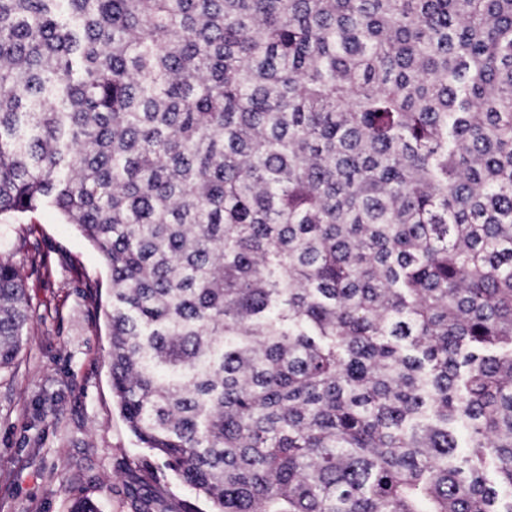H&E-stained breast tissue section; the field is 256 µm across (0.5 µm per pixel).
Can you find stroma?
I'll return each mask as SVG.
<instances>
[{
  "label": "stroma",
  "instance_id": "35a3bbf8",
  "mask_svg": "<svg viewBox=\"0 0 512 512\" xmlns=\"http://www.w3.org/2000/svg\"><path fill=\"white\" fill-rule=\"evenodd\" d=\"M25 280L31 319L0 370V512H209L142 448L112 397L108 270L50 207L0 223V258Z\"/></svg>",
  "mask_w": 512,
  "mask_h": 512
}]
</instances>
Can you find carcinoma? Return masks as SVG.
<instances>
[{
	"instance_id": "cac0c4a2",
	"label": "carcinoma",
	"mask_w": 512,
	"mask_h": 512,
	"mask_svg": "<svg viewBox=\"0 0 512 512\" xmlns=\"http://www.w3.org/2000/svg\"><path fill=\"white\" fill-rule=\"evenodd\" d=\"M44 205L212 512H512V0H0V216ZM28 321L0 260V369Z\"/></svg>"
}]
</instances>
